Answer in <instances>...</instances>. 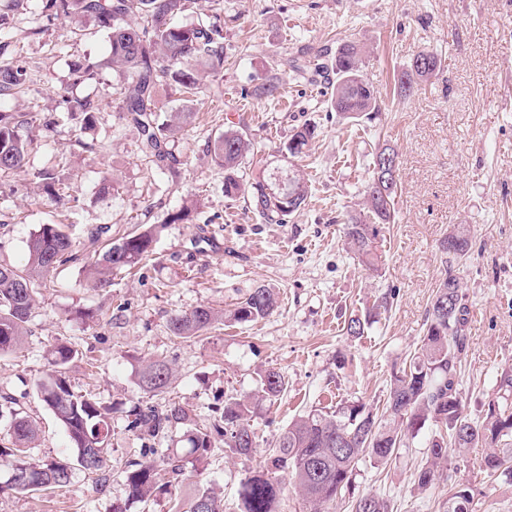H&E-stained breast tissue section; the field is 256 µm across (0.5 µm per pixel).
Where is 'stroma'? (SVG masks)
<instances>
[{
  "instance_id": "1",
  "label": "stroma",
  "mask_w": 512,
  "mask_h": 512,
  "mask_svg": "<svg viewBox=\"0 0 512 512\" xmlns=\"http://www.w3.org/2000/svg\"><path fill=\"white\" fill-rule=\"evenodd\" d=\"M41 5L24 0L9 16L0 58L25 62L32 80L0 109L52 113L60 122L37 130L23 169L0 181V264L23 266L42 224H65L79 242L100 227L115 240L152 224L162 230L150 259L136 274L114 276L110 287L90 288L84 261L58 269L21 349L0 355V395L38 424L34 458L59 457L69 446L37 391L52 371L55 343L80 351L66 373L72 389L115 406L103 471H75L63 490L0 495V512H112L124 502L121 472L142 445L126 428L125 404L143 399L140 371L157 358L173 365L176 379L153 405L173 400L202 420L225 399L254 390L266 370L288 383L280 400L252 417L253 454L215 452L202 474L233 512L240 480L265 467L293 418L355 400L382 410L394 367L411 358L423 334L444 276L438 244L454 224L471 230L470 259L460 270L469 309L461 392L472 417L483 416L501 372L512 369V0H197L182 20L219 15L224 70L207 78L198 98L175 84L158 93L160 115H192L169 143L175 180L141 154L138 132L122 116L126 82L104 64L107 30L46 21ZM348 40L365 42L364 76L386 102L357 129L327 111L322 85L310 78L322 56ZM421 51L441 55L440 71L416 95L394 96V72ZM85 61L102 63L98 78L71 85L72 65ZM271 76L278 93L260 96ZM70 99L96 104L90 126L65 119ZM305 124L316 128L306 156L285 158L284 144ZM231 127L245 128L259 148L249 175L300 173L304 210L279 224L253 212L249 196H225L224 171L206 146ZM386 145L400 161L396 221L380 233L382 266L373 272L347 249L343 222L363 212L372 155ZM45 171L69 186L70 198L58 205L43 198ZM184 207V221L167 223ZM259 285L279 293L272 315L188 341L171 336L174 314L203 304L229 312ZM381 299L386 305L364 336L344 334L345 318ZM431 436L422 429L386 465L360 463L354 495H379L391 512H446L450 485L462 481L473 490L474 512H512V484L488 476L477 450L420 489L415 472Z\"/></svg>"
}]
</instances>
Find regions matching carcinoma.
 Listing matches in <instances>:
<instances>
[{
    "instance_id": "cac0c4a2",
    "label": "carcinoma",
    "mask_w": 512,
    "mask_h": 512,
    "mask_svg": "<svg viewBox=\"0 0 512 512\" xmlns=\"http://www.w3.org/2000/svg\"><path fill=\"white\" fill-rule=\"evenodd\" d=\"M194 0H43L49 20L81 23L94 21L108 30L110 51L105 61L127 76L122 112L138 130L140 152L157 168L174 171L175 158L168 150L169 138L190 124L192 113L175 112L166 120L156 111L157 89L173 81L188 90L203 88L204 75L216 76L224 69L223 29L201 17L177 25L173 19L190 10ZM363 47L348 41L336 55L316 64L330 89L327 105L344 118L372 121L385 106L362 73ZM441 66L437 54H416L395 76L398 96H412L420 82ZM31 81L28 69L13 61L0 62V99L24 90ZM53 115L34 113L18 116L0 112V177L21 170L33 138L34 126L50 130ZM316 128L296 129L285 144L291 157L305 153ZM214 163L224 169V194L250 193L253 209L269 220L290 216L306 205L307 188L302 178H286L273 189L266 181L244 178L242 164L254 154V145L243 129L229 128L208 145ZM390 147L378 149L370 163L366 187L367 212L349 218L345 237L358 261L369 270L379 267L377 240L382 225L394 220L397 181L377 182L378 164ZM293 197L291 209L281 198ZM159 227L128 234L97 249L100 233H90L94 249L86 272L94 287L112 285V275L131 269L153 251ZM471 249L470 230L455 224L438 246L446 275L436 287L420 346L409 364L394 370L385 407L376 414L360 401L348 402L332 413L310 411L292 420L269 449L266 466L241 480L235 512H275L274 505L285 487H291L312 512H326L354 482L359 462L369 457L375 464H388L409 439L427 425L438 432L429 441L425 463L417 472V485L435 483L449 452L464 460L474 448L482 450V469L512 482V411L499 401L488 403L485 416L474 420L466 410L459 388L460 356L466 343L463 335L468 307L464 303L460 267ZM79 245L62 224H42L27 243V261L19 268L0 265V354L16 350L27 332L38 305L42 281L59 267L79 259ZM278 308V296L258 286L233 309L230 317L239 323L254 322ZM224 314L200 305L173 315L171 335L177 339L200 336ZM369 317L352 316L345 325L347 335L365 334ZM52 374L38 384L42 400L64 429L72 453L64 459L36 460L31 455L38 430L35 423L13 407L11 446L0 448V456L14 458L12 472L0 482V493H31L71 485L74 470L94 473L102 469L109 451L110 409L94 396L74 392L66 380L68 365L79 357L76 347L60 342L49 352ZM174 370L165 360H151L143 368L141 389L157 396L168 389ZM284 376L269 369L256 392L230 397L216 416L198 423L184 407L170 403L162 409L137 402L127 410V428L144 443L140 458L128 461L122 471L126 503L133 506L165 496L177 499L182 478L199 472L218 449L231 456H248L256 447L251 424L254 409L273 404L286 391ZM181 431L182 446L158 448L166 434ZM469 484L453 483L448 490V512H472ZM352 512H389L387 500L365 494L351 501ZM185 512H224V499L208 484H200L186 504Z\"/></svg>"
}]
</instances>
